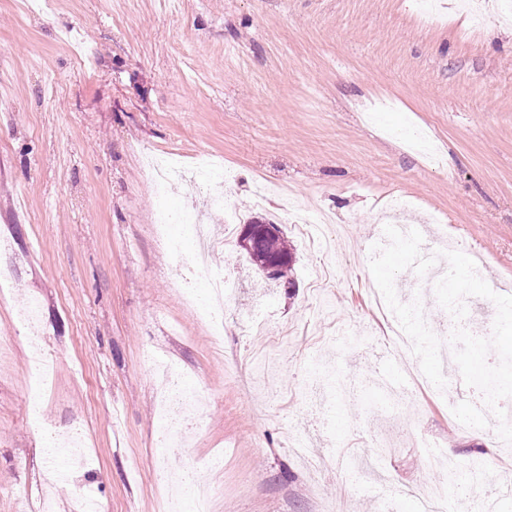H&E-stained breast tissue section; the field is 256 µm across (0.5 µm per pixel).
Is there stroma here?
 <instances>
[{
	"label": "stroma",
	"mask_w": 512,
	"mask_h": 512,
	"mask_svg": "<svg viewBox=\"0 0 512 512\" xmlns=\"http://www.w3.org/2000/svg\"><path fill=\"white\" fill-rule=\"evenodd\" d=\"M421 2L0 0V512H70L78 489L100 512H159L183 470L214 488L213 512H363L383 496L411 512L435 482L422 449L483 448L512 470L488 417L462 431L425 392L400 409L385 395L405 377L368 298L387 199H410L401 223L426 240L447 230L512 295V12L475 0L480 25L452 6L431 27ZM170 151L189 168L221 159L214 191L239 221L279 224L295 252L293 287L264 281L203 212L210 258L237 285L219 348L152 230L143 160ZM260 176L329 215L334 250L277 204L253 206ZM417 279L396 277L399 300L442 326ZM31 301L54 365L35 403ZM331 347L353 393L329 410L308 359ZM159 360L208 398L177 457L157 433ZM48 424L85 436L61 478Z\"/></svg>",
	"instance_id": "obj_1"
}]
</instances>
